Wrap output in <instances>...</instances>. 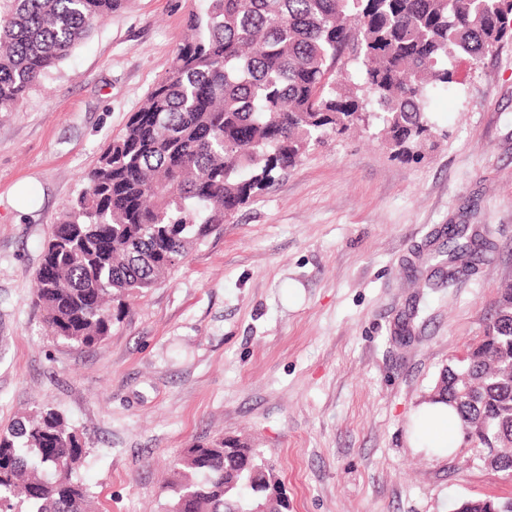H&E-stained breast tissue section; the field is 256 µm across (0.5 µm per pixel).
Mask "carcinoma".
<instances>
[{"instance_id":"1","label":"carcinoma","mask_w":512,"mask_h":512,"mask_svg":"<svg viewBox=\"0 0 512 512\" xmlns=\"http://www.w3.org/2000/svg\"><path fill=\"white\" fill-rule=\"evenodd\" d=\"M122 0H0V112L66 59L92 23ZM512 39V0H205L191 13L164 73L83 176L53 225L35 273L34 304L47 335L101 344L127 301L163 283L190 250L294 168L311 145L377 121L398 157L432 137L428 97L463 84L477 62ZM360 81H342L350 69ZM487 245L448 235V278ZM512 285L499 289L482 341L441 373L432 400L452 405L478 447L512 442ZM481 380L461 398V376ZM184 451L164 512H268L288 500L274 466L236 440ZM81 436L57 410L0 428V512H89L74 475ZM489 469L512 478V453ZM512 512V497L468 499L457 512Z\"/></svg>"}]
</instances>
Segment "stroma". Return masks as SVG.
<instances>
[{"label": "stroma", "mask_w": 512, "mask_h": 512, "mask_svg": "<svg viewBox=\"0 0 512 512\" xmlns=\"http://www.w3.org/2000/svg\"><path fill=\"white\" fill-rule=\"evenodd\" d=\"M201 0H124L0 116V428L38 407L85 443L96 512H161L186 448L241 439L288 512H455L512 496L465 441L417 447L418 406L485 334L512 282V43L431 102L435 145L376 126L324 139L130 300L99 346L47 336L33 304L53 224L164 71ZM489 246L449 280L446 227Z\"/></svg>", "instance_id": "obj_1"}]
</instances>
